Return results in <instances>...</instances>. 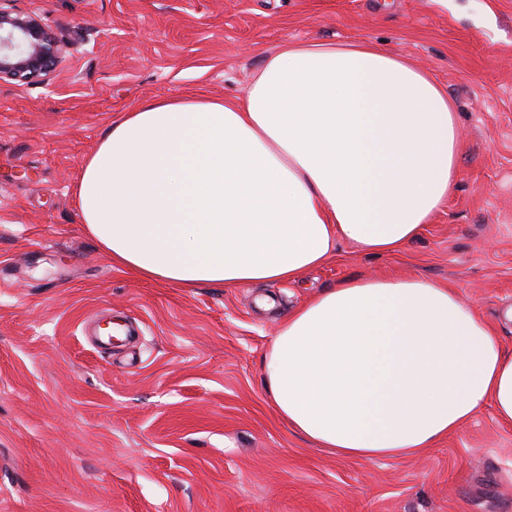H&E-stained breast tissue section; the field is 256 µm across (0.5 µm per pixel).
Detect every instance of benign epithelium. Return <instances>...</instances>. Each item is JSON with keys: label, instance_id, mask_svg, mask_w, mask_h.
I'll return each mask as SVG.
<instances>
[{"label": "benign epithelium", "instance_id": "7a95c632", "mask_svg": "<svg viewBox=\"0 0 512 512\" xmlns=\"http://www.w3.org/2000/svg\"><path fill=\"white\" fill-rule=\"evenodd\" d=\"M0 0V82L43 83L62 62L66 47L34 15Z\"/></svg>", "mask_w": 512, "mask_h": 512}]
</instances>
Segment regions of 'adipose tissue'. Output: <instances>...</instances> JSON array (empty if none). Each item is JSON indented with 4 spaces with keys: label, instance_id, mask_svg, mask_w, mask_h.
Here are the masks:
<instances>
[{
    "label": "adipose tissue",
    "instance_id": "adipose-tissue-1",
    "mask_svg": "<svg viewBox=\"0 0 512 512\" xmlns=\"http://www.w3.org/2000/svg\"><path fill=\"white\" fill-rule=\"evenodd\" d=\"M439 83L378 44L287 45L233 103L162 98L112 123L74 186L113 262L180 288L295 282L339 242L415 240L459 174ZM289 427L345 458L433 447L484 406L512 426V351L453 285L349 279L289 311L262 362Z\"/></svg>",
    "mask_w": 512,
    "mask_h": 512
}]
</instances>
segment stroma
Returning a JSON list of instances; mask_svg holds the SVG:
<instances>
[{"label":"stroma","instance_id":"obj_1","mask_svg":"<svg viewBox=\"0 0 512 512\" xmlns=\"http://www.w3.org/2000/svg\"><path fill=\"white\" fill-rule=\"evenodd\" d=\"M14 6L68 50L45 83H0V512H512V428L490 408L424 453L345 459L288 428L262 380L288 311L352 278L452 283L512 351V0ZM358 40L430 71L459 113L457 188L417 239L339 244L296 283L177 288L82 224L73 184L124 112L232 101L285 44ZM106 313L133 328L109 352L86 331Z\"/></svg>","mask_w":512,"mask_h":512}]
</instances>
